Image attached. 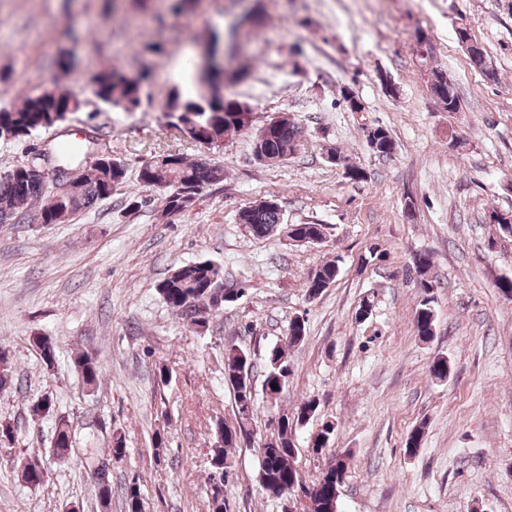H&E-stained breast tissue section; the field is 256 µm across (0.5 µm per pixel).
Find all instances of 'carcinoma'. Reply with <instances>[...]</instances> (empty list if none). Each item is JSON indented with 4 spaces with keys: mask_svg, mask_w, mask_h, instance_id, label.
I'll use <instances>...</instances> for the list:
<instances>
[{
    "mask_svg": "<svg viewBox=\"0 0 512 512\" xmlns=\"http://www.w3.org/2000/svg\"><path fill=\"white\" fill-rule=\"evenodd\" d=\"M467 53L474 65L494 75L482 46L469 42ZM57 76L52 80L53 91L27 96L15 107H0V127L14 131V137H27L40 130L50 129L80 108L78 96L63 84V79L71 73L70 52L61 48L54 54ZM250 71L242 66L213 68L202 75L194 72L193 87L170 92L161 105L163 116L179 129L183 137L197 146L210 148L224 144L243 134L251 127V121L244 114L251 113L248 105L236 98L229 87L244 82ZM153 80V71L145 68L134 79L127 78L116 67L103 66L92 72L86 81L91 94L102 103L124 112H132L141 104L145 87ZM429 89L432 95L444 103L448 112L460 109V100L454 84L442 69L433 68L429 72ZM271 127L258 131L253 141V155L260 162L288 159L301 146L303 128L294 117L281 113L270 119ZM366 141L376 154L388 157L394 153L395 143L389 132L372 126L365 129ZM46 158L33 157L13 169L0 174V224H18L32 209L39 208L43 224H62L77 214L89 209L97 201L111 196L117 186L125 182L127 169L124 162L106 157L82 171L78 180L71 183L68 193L55 196L47 189L44 180L28 173L29 165L40 166ZM139 181L143 186L157 191L162 203L161 214L168 216L192 209L203 190L224 181V170L203 160L189 161L180 153L164 152L145 160L139 170ZM242 223L248 225L254 235L264 237L282 223L280 209L273 200H263L241 213ZM431 253L422 251L414 258L416 283L424 293H429L434 284L427 278L431 266ZM338 267L329 262L311 273L306 283L308 296H316L336 281ZM224 282V269L212 261L196 262L182 266L157 284L159 294L179 318L188 324L200 327L202 313L219 309L224 302L218 300L214 287ZM414 326L421 340H429L435 333V317L430 301H425L414 316ZM74 368L88 386L98 384L103 374V366L97 356L82 351L73 358ZM252 370V359L247 351L234 345L224 350V379L235 383L242 370ZM288 364L284 350L275 346L270 349L267 367L263 378L262 391L266 399L277 401L287 387ZM236 421L224 424L229 439L215 444L212 454L214 467L212 480L224 481L219 463L226 462L231 450L238 447L234 441L237 433L249 435L246 423L250 419L255 404L234 397ZM317 410L316 402L303 404L295 420L281 417L277 435L266 449L260 464L259 484L265 491L291 483H301L307 488L305 500L299 502L300 512H330L336 507L335 501L327 492V485L341 481L348 472L352 455H338L314 482H308L295 467L296 445L292 434L298 423L306 420L305 413ZM72 436L67 424L61 422L56 427L51 452L59 461L70 456ZM95 493L99 502L109 504L112 499V484L108 478L107 465H102L96 473ZM124 504L126 512H142L140 488L131 485L125 488Z\"/></svg>",
    "mask_w": 512,
    "mask_h": 512,
    "instance_id": "1",
    "label": "carcinoma"
}]
</instances>
